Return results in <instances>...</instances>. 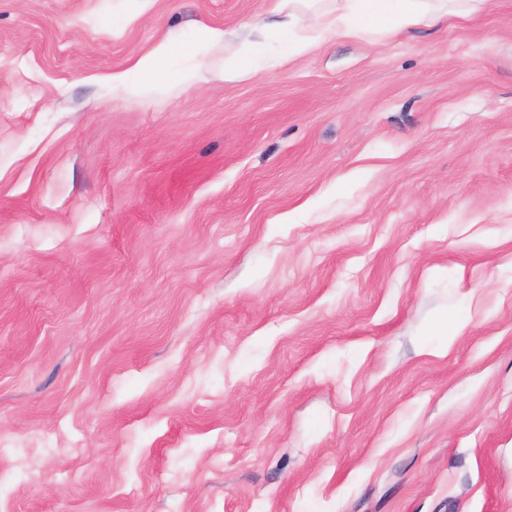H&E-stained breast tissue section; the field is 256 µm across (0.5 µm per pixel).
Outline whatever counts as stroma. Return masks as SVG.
Returning <instances> with one entry per match:
<instances>
[{"instance_id": "35a3bbf8", "label": "stroma", "mask_w": 512, "mask_h": 512, "mask_svg": "<svg viewBox=\"0 0 512 512\" xmlns=\"http://www.w3.org/2000/svg\"><path fill=\"white\" fill-rule=\"evenodd\" d=\"M270 5L0 0V512H512V0L113 98ZM173 42L172 36L163 37L149 52L136 60L130 68L112 74L113 98H126L137 90L159 83L165 76L166 64Z\"/></svg>"}]
</instances>
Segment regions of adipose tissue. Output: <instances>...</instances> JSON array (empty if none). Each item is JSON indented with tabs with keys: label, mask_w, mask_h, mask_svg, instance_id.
Wrapping results in <instances>:
<instances>
[{
	"label": "adipose tissue",
	"mask_w": 512,
	"mask_h": 512,
	"mask_svg": "<svg viewBox=\"0 0 512 512\" xmlns=\"http://www.w3.org/2000/svg\"><path fill=\"white\" fill-rule=\"evenodd\" d=\"M472 0H272L271 11L277 15L274 25H248L246 36L224 28H201L192 52L232 45L224 56V81L253 78L258 67L255 59L269 36H277L290 45L293 55L308 52L330 38H359L369 29L397 32L430 24L443 15L461 13ZM172 36L160 39L152 49L125 71L113 74L112 95L126 98L134 92L159 83L173 47Z\"/></svg>",
	"instance_id": "obj_1"
}]
</instances>
